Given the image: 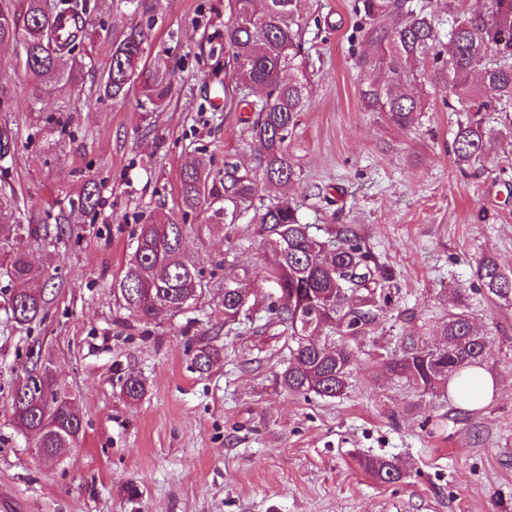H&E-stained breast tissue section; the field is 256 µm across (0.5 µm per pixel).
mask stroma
Listing matches in <instances>:
<instances>
[{"instance_id": "obj_1", "label": "stroma", "mask_w": 512, "mask_h": 512, "mask_svg": "<svg viewBox=\"0 0 512 512\" xmlns=\"http://www.w3.org/2000/svg\"><path fill=\"white\" fill-rule=\"evenodd\" d=\"M89 36L73 50L77 84L56 86L26 71L21 45L0 47V187L14 191L24 223L62 226L60 237H22L17 246L50 269L48 305L20 328L9 319L15 284L0 276V493L20 512H512V304L473 292L472 268L489 254L512 271V142L487 143L485 167L460 173L451 145L463 113L426 71L411 93L425 105L419 125L401 130L364 111L358 56L370 46L354 0H303L301 42L310 77L305 106L288 139L298 179L265 186L262 201L291 197L320 239L350 224L397 288L365 333L350 339L355 362L345 395L324 400L276 383L288 332L252 320L224 321V264L263 291L258 206L234 223L215 216L223 198L186 213L182 170L203 158L210 187L226 168L260 177L262 149L229 63L224 31L230 0H154L155 22L129 0H86ZM147 28L148 64L167 62L171 93L153 108L135 81L126 96H100L112 40ZM96 182L95 212H72ZM182 214L184 253L206 289L187 311L146 322L113 286L123 276L139 224L156 212ZM489 337L484 369L495 379L481 407L431 394L392 376L383 359L403 337L438 340L451 287ZM212 342L224 355L209 372L191 349ZM49 357L84 424L74 451L38 461L10 405L30 353ZM146 394L127 401L128 373ZM364 458L399 462L404 479L383 483Z\"/></svg>"}]
</instances>
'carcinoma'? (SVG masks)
I'll return each mask as SVG.
<instances>
[{
  "label": "carcinoma",
  "instance_id": "1",
  "mask_svg": "<svg viewBox=\"0 0 512 512\" xmlns=\"http://www.w3.org/2000/svg\"><path fill=\"white\" fill-rule=\"evenodd\" d=\"M234 20L225 33L233 71L243 87L261 89L265 97L249 101L255 116L249 126L260 142L262 180L290 185L297 180L288 155L287 140L302 112L309 77L302 58L299 19L302 0H233ZM360 32L373 44L372 55L357 64L365 73L360 98L366 111L381 112L395 126L407 130L420 123L419 100L404 92L422 71L432 68L452 98L466 113L452 142L454 161L466 172L484 159L490 140L512 137V126L488 125L486 112L512 107V0H491L486 15L456 17L448 34L441 33L434 18L413 8L410 0H357ZM89 35L84 8L78 0H21L17 8L0 6V44H22L27 70L63 85L77 82L78 71L63 64L76 43ZM147 35L134 29L112 43V62L103 84L104 95L119 99L139 77ZM147 100L164 104L167 76L156 69L146 82ZM209 172L203 161L187 166L180 175V194L187 211L206 200ZM224 208L216 213L234 223L239 209L252 202L257 180L246 174L227 173ZM100 202L97 184L89 182L75 208L83 213ZM15 194L0 191V272L20 285L9 297L10 319L29 326L44 313V291L34 284L48 279V271L33 264L13 247L24 232L40 228L21 223L16 216ZM265 235L263 264L266 279L286 297L283 302L248 287L233 269L224 273L241 295L224 298V322L234 324L250 310V302L267 303L268 324L288 329L289 359L277 384L289 392L313 393L336 399L349 387L354 352L332 337L358 336L376 318L381 304L391 302L389 269L371 267V256L358 234L347 224L336 227L334 239L322 241L302 223L298 208L288 199L265 207L259 216ZM185 225L174 213H158L138 226L135 249L118 291L129 311L144 320L162 312L179 313L203 292L201 271L182 257ZM478 289L493 301L512 302V273L492 256H482L473 267ZM466 289H454L453 309L440 324L435 346L420 344L409 336L400 354L385 362V369L416 388L436 393L449 379L485 360L488 338L475 326L464 302ZM223 349L213 344L194 349L193 364L203 373L221 358ZM122 391L130 401L145 395V384L127 375ZM11 414L21 431L44 448H75L83 421L74 399L54 378L42 380V389L15 392ZM363 470L373 479L393 482L403 478V468L393 460L365 458Z\"/></svg>",
  "mask_w": 512,
  "mask_h": 512
}]
</instances>
